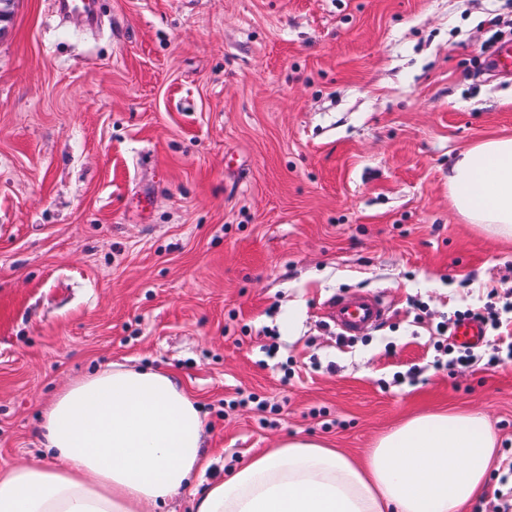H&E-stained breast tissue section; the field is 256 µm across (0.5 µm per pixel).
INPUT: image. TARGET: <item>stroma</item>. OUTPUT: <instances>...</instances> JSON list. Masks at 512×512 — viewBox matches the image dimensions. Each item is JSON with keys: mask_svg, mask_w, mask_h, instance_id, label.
I'll return each mask as SVG.
<instances>
[{"mask_svg": "<svg viewBox=\"0 0 512 512\" xmlns=\"http://www.w3.org/2000/svg\"><path fill=\"white\" fill-rule=\"evenodd\" d=\"M512 0H15L0 24V470L110 363L205 414V479L302 433L360 460L431 412L498 439L464 512L512 504V242L448 199L512 137ZM382 298L368 332L329 305ZM498 310L467 366L453 330Z\"/></svg>", "mask_w": 512, "mask_h": 512, "instance_id": "obj_1", "label": "stroma"}]
</instances>
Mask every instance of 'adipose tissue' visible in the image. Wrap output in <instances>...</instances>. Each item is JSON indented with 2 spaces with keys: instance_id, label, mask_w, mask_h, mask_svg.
Segmentation results:
<instances>
[{
  "instance_id": "ef3b65f1",
  "label": "adipose tissue",
  "mask_w": 512,
  "mask_h": 512,
  "mask_svg": "<svg viewBox=\"0 0 512 512\" xmlns=\"http://www.w3.org/2000/svg\"><path fill=\"white\" fill-rule=\"evenodd\" d=\"M448 196L467 223L512 239V137L460 152ZM40 428L54 461L0 473V512H164L204 469L202 409L157 368L113 363L85 375L55 396ZM495 451L475 413L411 418L361 463L289 437L208 483L194 512H461Z\"/></svg>"
}]
</instances>
